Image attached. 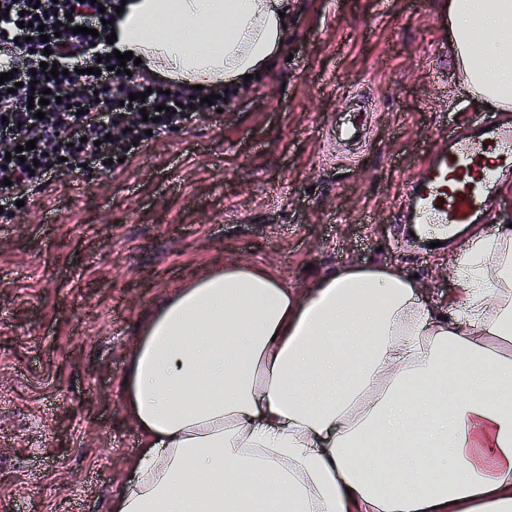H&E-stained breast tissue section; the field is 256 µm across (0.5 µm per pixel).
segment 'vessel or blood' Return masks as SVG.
I'll return each instance as SVG.
<instances>
[{
    "label": "vessel or blood",
    "mask_w": 512,
    "mask_h": 512,
    "mask_svg": "<svg viewBox=\"0 0 512 512\" xmlns=\"http://www.w3.org/2000/svg\"><path fill=\"white\" fill-rule=\"evenodd\" d=\"M368 118L364 106L347 112L336 125V140L358 144L367 134ZM422 167V176L408 185L401 221L444 243L465 225L488 221L497 204L492 188L512 172V125L483 116L469 121L465 131L450 130L444 149L425 155Z\"/></svg>",
    "instance_id": "vessel-or-blood-1"
}]
</instances>
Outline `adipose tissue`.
I'll return each mask as SVG.
<instances>
[{
    "label": "adipose tissue",
    "instance_id": "1",
    "mask_svg": "<svg viewBox=\"0 0 512 512\" xmlns=\"http://www.w3.org/2000/svg\"><path fill=\"white\" fill-rule=\"evenodd\" d=\"M288 0H127L117 47L172 83L241 85ZM464 98L512 107V0H448ZM455 300L342 265L305 293L225 263L144 328L121 392L142 438L109 512H512V228L468 238ZM344 349H337V338Z\"/></svg>",
    "mask_w": 512,
    "mask_h": 512
}]
</instances>
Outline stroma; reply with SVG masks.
<instances>
[{
  "label": "stroma",
  "mask_w": 512,
  "mask_h": 512,
  "mask_svg": "<svg viewBox=\"0 0 512 512\" xmlns=\"http://www.w3.org/2000/svg\"><path fill=\"white\" fill-rule=\"evenodd\" d=\"M448 0H290L281 52L222 110L145 141L116 173L63 176L0 215V512H108L142 448L120 395L151 316L228 260L290 287L356 263L449 304L454 244L415 246L404 192L462 103ZM366 144L324 139L347 93Z\"/></svg>",
  "instance_id": "1"
}]
</instances>
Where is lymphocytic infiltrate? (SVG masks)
<instances>
[{
    "label": "lymphocytic infiltrate",
    "instance_id": "f902f5d3",
    "mask_svg": "<svg viewBox=\"0 0 512 512\" xmlns=\"http://www.w3.org/2000/svg\"><path fill=\"white\" fill-rule=\"evenodd\" d=\"M122 0H0V74L13 72L19 86L0 84V201L32 202L53 179L81 166L118 171L147 137H162L193 119L192 99L208 89L165 91L139 67L130 74L111 70L107 59L106 20ZM57 65L65 75L47 79L41 63ZM101 74H91L93 66ZM51 92L44 118L28 107L29 98ZM148 120H140V113ZM35 141L24 158L17 146ZM38 164L27 167L26 162Z\"/></svg>",
    "mask_w": 512,
    "mask_h": 512
}]
</instances>
